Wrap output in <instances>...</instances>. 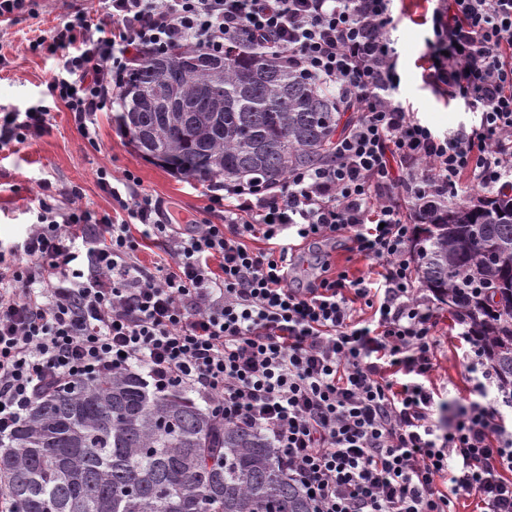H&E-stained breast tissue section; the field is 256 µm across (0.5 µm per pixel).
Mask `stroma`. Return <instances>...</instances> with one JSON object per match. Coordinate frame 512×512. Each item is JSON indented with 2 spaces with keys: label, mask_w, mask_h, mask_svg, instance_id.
Instances as JSON below:
<instances>
[{
  "label": "stroma",
  "mask_w": 512,
  "mask_h": 512,
  "mask_svg": "<svg viewBox=\"0 0 512 512\" xmlns=\"http://www.w3.org/2000/svg\"><path fill=\"white\" fill-rule=\"evenodd\" d=\"M100 0H37L34 13L22 14L13 21L0 20V111H23L42 99L56 61L29 49L31 41L45 34L77 11L101 9ZM423 9L411 0L409 13L396 22L393 33L401 55L399 95L410 104L422 122L437 132H451L476 123L478 116L463 101L438 99L422 78V56L426 51L428 27L418 25ZM46 132L31 137L19 151L0 150V245L19 241L28 224L36 220L32 209L42 194H49L56 212L73 207L100 216L111 212V197L97 181L98 170L113 176L132 171L142 187L165 202L174 204L183 223L205 219L207 197L192 189L189 180L172 175L137 152L121 134L112 110L97 115L96 143H89L76 129L70 112L53 105ZM49 190H42V182ZM440 314L437 336L440 340L431 386L437 399L450 401L469 396L471 385L461 363L462 345L453 329L455 311L437 303Z\"/></svg>",
  "instance_id": "stroma-1"
}]
</instances>
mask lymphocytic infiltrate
I'll use <instances>...</instances> for the list:
<instances>
[{"label":"lymphocytic infiltrate","instance_id":"lymphocytic-infiltrate-1","mask_svg":"<svg viewBox=\"0 0 512 512\" xmlns=\"http://www.w3.org/2000/svg\"><path fill=\"white\" fill-rule=\"evenodd\" d=\"M423 76L478 124L435 133L398 95V0H104L30 44L56 57L48 92L90 129L144 53L193 45L212 55L256 44L357 113L331 162L209 189L211 212L182 230L133 172L101 188L117 205L54 218L39 200L25 237L0 248V438L62 385L141 369L156 392L192 393L224 424L271 441L311 512H512V429L467 343L473 397L435 401L439 315L417 286L415 231L397 198L418 204L512 187V0H425ZM51 110L9 113L0 149L47 130ZM294 230L296 242L283 233ZM342 246L372 276L290 279L299 245ZM158 253L140 258L148 246ZM362 300L370 319L356 318Z\"/></svg>","mask_w":512,"mask_h":512}]
</instances>
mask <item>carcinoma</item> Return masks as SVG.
Returning <instances> with one entry per match:
<instances>
[{
  "mask_svg": "<svg viewBox=\"0 0 512 512\" xmlns=\"http://www.w3.org/2000/svg\"><path fill=\"white\" fill-rule=\"evenodd\" d=\"M130 144L212 185L261 181L331 158L339 113L263 48L215 56L191 45L147 56L114 97ZM422 287L465 316L512 390V194L414 210ZM7 512H310L265 437L221 426L188 393L158 394L135 371L65 385L36 401L0 449Z\"/></svg>",
  "mask_w": 512,
  "mask_h": 512,
  "instance_id": "1",
  "label": "carcinoma"
}]
</instances>
